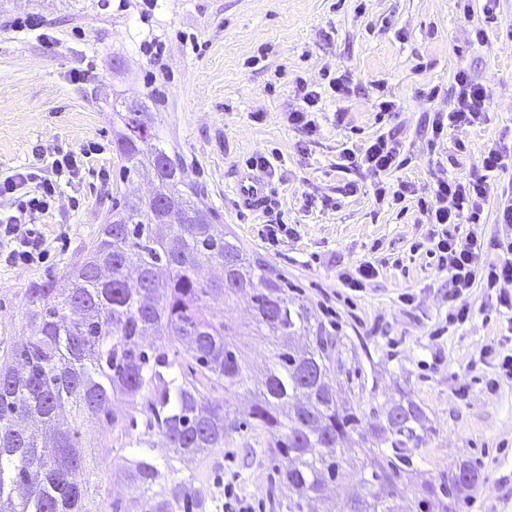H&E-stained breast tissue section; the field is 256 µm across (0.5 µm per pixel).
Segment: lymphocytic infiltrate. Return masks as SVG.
<instances>
[{"instance_id": "1", "label": "lymphocytic infiltrate", "mask_w": 512, "mask_h": 512, "mask_svg": "<svg viewBox=\"0 0 512 512\" xmlns=\"http://www.w3.org/2000/svg\"><path fill=\"white\" fill-rule=\"evenodd\" d=\"M489 112L487 88L465 71L454 75V93L448 109L435 113L431 122L433 139H441L448 130L484 123ZM401 145L392 137L378 135L360 153L344 151L342 159L348 166L360 167L381 176L399 168ZM92 148L58 153L44 166L19 168L0 177V243H7L6 261L12 265L43 262L49 243L42 226L55 204L61 183L80 181L88 165ZM479 169L463 181L436 180L429 199L421 200L430 223L441 231L434 253L439 271L448 275L452 296H460L476 283L495 290L496 303L512 325V241L507 255L499 260L486 258L485 242L477 233L457 236L461 224L479 223L482 204L493 190L492 179L512 162V152L489 142L480 149Z\"/></svg>"}]
</instances>
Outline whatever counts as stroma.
<instances>
[{"mask_svg": "<svg viewBox=\"0 0 512 512\" xmlns=\"http://www.w3.org/2000/svg\"><path fill=\"white\" fill-rule=\"evenodd\" d=\"M38 15L40 31L16 32L7 22ZM499 24L486 43L473 29L482 11L461 16L457 0H158L143 16L140 0H23L0 11V175L41 166L46 153L87 144L100 150L96 169L61 186L43 231L50 256L33 267L10 266L0 255V346L27 327L22 291L58 276L97 236L116 192L112 113L124 102L154 95L160 133L178 154L196 190L246 251L288 280L300 300L336 339L337 374L362 413L409 398L431 426L416 453L417 470L395 501L414 505L424 485L440 484L465 463L483 480L457 512H512V382L494 379V353L512 351L508 324L483 288L460 296L472 316L447 322L448 278L430 255L437 227L417 205L435 179H465L480 166V147L512 148V0H497ZM159 35L164 55L149 60L142 41ZM466 70L490 94L486 122L432 140L434 113L447 111L457 71ZM349 77L351 95L321 88L325 73ZM321 89L317 129L289 126L299 104L297 81ZM385 93L395 107L375 106ZM379 134L404 151L391 186L413 188L403 206L376 203L372 174L343 169L344 148L360 149ZM471 150L461 155L457 141ZM267 157L270 204L240 210L233 186L247 161ZM512 191V168L495 178ZM489 197L481 224L460 225L459 236L503 239L497 199ZM277 218L290 236L271 245L262 236ZM375 261L378 276L346 287L343 273ZM235 343L251 368L272 350L256 335L248 298L230 304ZM94 451L90 496L99 512L130 500L125 453L117 434L95 422L83 426ZM207 477L209 512H225L224 489L253 512H281L264 434L230 433L223 447L187 468Z\"/></svg>", "mask_w": 512, "mask_h": 512, "instance_id": "stroma-1", "label": "stroma"}]
</instances>
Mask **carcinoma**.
Here are the masks:
<instances>
[{
    "label": "carcinoma",
    "instance_id": "carcinoma-1",
    "mask_svg": "<svg viewBox=\"0 0 512 512\" xmlns=\"http://www.w3.org/2000/svg\"><path fill=\"white\" fill-rule=\"evenodd\" d=\"M123 108L112 130L119 178L146 173L154 191L112 198L110 220L62 275L66 287L47 279L25 288L24 316L36 332L0 351V512H94L88 454L76 435L79 423L95 418L120 428L135 491L112 512H206L204 488L181 476L177 463L224 447L239 427L209 394L249 379L230 341L233 325L214 313V305L244 294L256 332L274 340L249 418L270 436L286 512H322L318 504L336 483L353 485L349 512H403L394 488L430 432L423 408L408 399L363 420L341 396L330 357L336 339L290 296L287 280L224 232L169 154L149 106L136 100ZM212 267L221 276L204 278ZM118 395L131 405L121 420L112 410ZM152 431L169 455L148 446ZM358 450L366 456L359 464ZM481 480L464 464L439 487H424L415 508L456 512Z\"/></svg>",
    "mask_w": 512,
    "mask_h": 512
}]
</instances>
